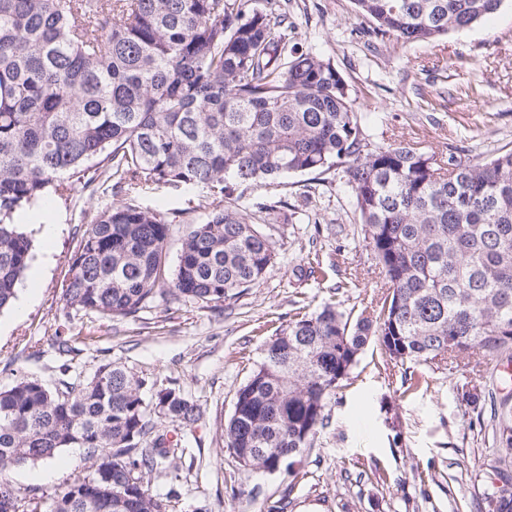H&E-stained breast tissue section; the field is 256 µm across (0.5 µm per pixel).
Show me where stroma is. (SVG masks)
<instances>
[{
    "mask_svg": "<svg viewBox=\"0 0 512 512\" xmlns=\"http://www.w3.org/2000/svg\"><path fill=\"white\" fill-rule=\"evenodd\" d=\"M288 12L289 43L333 63L371 145L416 142L464 159L512 149V0L472 28L406 44L376 37L353 0H288ZM341 176L333 170L236 185L238 208L260 199L278 204L254 217L272 233L279 253L260 284L221 307L160 301L112 323L92 313L65 316L60 300L71 258L100 202L77 191L54 199L51 229L32 227L31 267L39 275L18 287L24 311L0 313V389L23 376L55 386L64 363L84 381L108 361L179 386L200 418L180 432L183 457L148 483L154 493L177 485L176 512H267L285 492L288 512H488L492 487L501 475L512 477V451L498 445L500 418L512 414V384L493 372L490 359L475 367L422 366L428 388L408 393L403 367L386 364L371 343L330 400L328 427L293 467L245 469L224 447L236 392L266 338L328 302L360 314L383 291ZM214 197L208 187L166 188L137 202L170 212ZM311 260L323 277L298 283L296 269ZM350 279L356 287L338 293L337 285ZM59 333L76 337V353L53 348ZM474 387L481 399L466 404L462 394ZM91 466L86 449L67 448L7 477L19 495L33 489L49 500Z\"/></svg>",
    "mask_w": 512,
    "mask_h": 512,
    "instance_id": "35a3bbf8",
    "label": "stroma"
}]
</instances>
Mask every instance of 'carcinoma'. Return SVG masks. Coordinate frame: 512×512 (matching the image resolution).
Wrapping results in <instances>:
<instances>
[{"label":"carcinoma","instance_id":"carcinoma-1","mask_svg":"<svg viewBox=\"0 0 512 512\" xmlns=\"http://www.w3.org/2000/svg\"><path fill=\"white\" fill-rule=\"evenodd\" d=\"M280 0H0V312L33 259L19 218L49 191L123 195L100 207L71 258L64 309L134 318L158 299L222 305L277 260L271 234L230 201L228 181L267 183L342 168L386 293L352 318L328 303L281 329L236 391L225 443L247 469L273 471L329 424L326 408L364 347L386 363L496 358L512 348V150L475 164L417 143L369 147L336 67L288 49ZM398 42L468 29L503 0H354ZM222 185L186 211L135 203L160 187ZM187 224L177 264L170 225ZM22 377L0 390V512H171L180 492L146 477L182 451L155 412L198 421L175 385L108 361L85 382ZM153 391L150 402L143 392ZM85 448L42 510L11 469ZM512 512V481L491 497Z\"/></svg>","mask_w":512,"mask_h":512}]
</instances>
